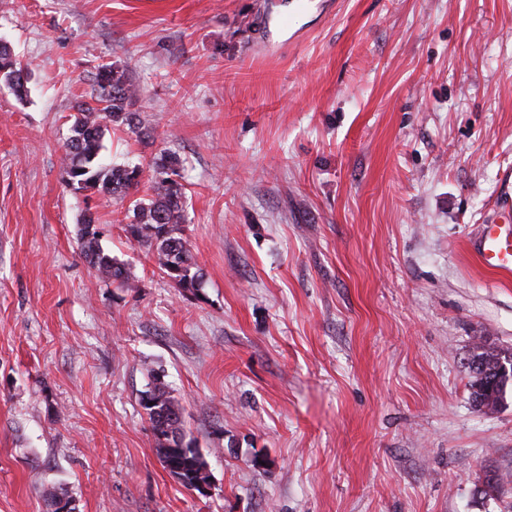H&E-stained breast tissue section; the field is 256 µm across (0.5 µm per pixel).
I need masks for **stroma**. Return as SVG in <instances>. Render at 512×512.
<instances>
[{
	"instance_id": "obj_1",
	"label": "stroma",
	"mask_w": 512,
	"mask_h": 512,
	"mask_svg": "<svg viewBox=\"0 0 512 512\" xmlns=\"http://www.w3.org/2000/svg\"><path fill=\"white\" fill-rule=\"evenodd\" d=\"M0 0L30 66L0 83V512H512V394L475 407L476 340L512 350V272L468 245L512 169V0ZM104 62L176 154L183 293L123 231L129 198L64 186L69 116ZM130 266L99 278L77 234ZM162 371L214 486L162 467L140 398ZM266 458V466L255 463ZM278 2L279 0L270 1L268 13L269 20L267 30L263 38V44L269 49L278 47L288 39L286 37L288 36L290 21L288 19V14H284L277 9Z\"/></svg>"
}]
</instances>
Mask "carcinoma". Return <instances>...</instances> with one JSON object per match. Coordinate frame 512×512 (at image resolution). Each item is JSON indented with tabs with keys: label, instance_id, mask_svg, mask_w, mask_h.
<instances>
[{
	"label": "carcinoma",
	"instance_id": "obj_1",
	"mask_svg": "<svg viewBox=\"0 0 512 512\" xmlns=\"http://www.w3.org/2000/svg\"><path fill=\"white\" fill-rule=\"evenodd\" d=\"M28 79V65L19 61L8 44L0 42V81H5L18 98H23ZM97 93L76 104L71 115L70 137L63 156L65 184L76 192H89L104 198L126 196L142 185V170L125 164L101 161L105 131L110 126L136 129L137 114L131 107L137 99L136 87L125 69L114 63L97 66ZM179 158L167 154L161 158L147 188L148 202L137 200L132 219L124 225L127 240L151 253L158 269L175 287L197 291L200 274L188 242L182 237L185 223V194L172 176L178 174ZM86 219L80 225L78 245L81 255L106 281L125 284L132 279L131 268L105 252L99 242V231ZM512 367V357L481 351L471 364V395L475 405L496 409L503 401L512 380L495 381L502 367ZM141 405L149 416L156 451L163 468L179 469L184 488L194 490V482L203 476L207 461L192 444L184 442L182 406L172 395L168 384L157 373L152 386L141 397Z\"/></svg>",
	"mask_w": 512,
	"mask_h": 512
}]
</instances>
